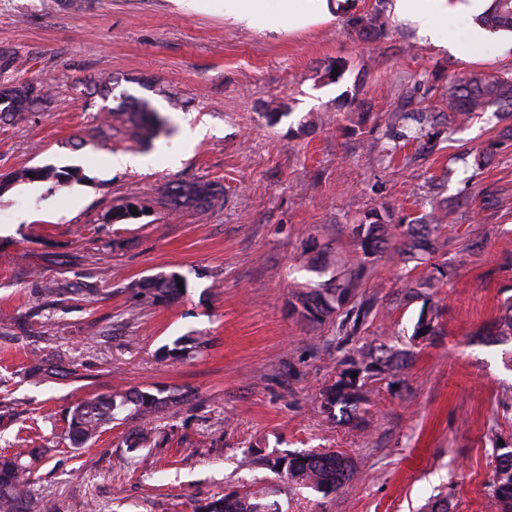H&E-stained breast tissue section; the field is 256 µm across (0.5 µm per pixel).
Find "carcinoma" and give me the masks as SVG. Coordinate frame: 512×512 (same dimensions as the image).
<instances>
[{
	"instance_id": "carcinoma-1",
	"label": "carcinoma",
	"mask_w": 512,
	"mask_h": 512,
	"mask_svg": "<svg viewBox=\"0 0 512 512\" xmlns=\"http://www.w3.org/2000/svg\"><path fill=\"white\" fill-rule=\"evenodd\" d=\"M488 31H512V0H493L491 7L478 18ZM35 91L32 98H21L16 84L0 85V121H19L36 105L49 103L48 84L44 80L31 83ZM448 114L469 115L495 107L498 113L512 116V78L490 79L482 74L470 73L455 79L448 85ZM127 115V120L136 126L142 137H150L164 119L149 109L145 101L133 100L123 103L112 116ZM223 197V187L214 182L182 183L168 186L162 203L172 210L181 208L206 209ZM439 229L438 217L430 212L408 224H390L381 211L373 209L361 221L353 225L351 233L363 254L387 252L392 255L415 260L429 266L418 279L408 283L405 294L408 298L428 296L440 288L448 271L442 264L431 262L436 253L434 235ZM363 264L348 271L328 272L322 264H311L309 270L319 275L330 274L322 288H313L296 298L295 309L313 322H320L329 312H345L353 320V330L368 317L371 307H350L356 296L363 275ZM179 274L160 275L145 280L141 285L144 296L153 303H174L185 293L179 288ZM506 315L498 319L495 333L498 336L512 335V301L504 303ZM442 334L439 310L430 305L421 309L413 326L411 339L422 336L428 340ZM201 337L187 334L174 341L171 354L177 359H186L196 354L203 346ZM409 359V353L385 343L369 344L353 349L341 360L342 369L336 382L323 390L320 401L322 412L346 420L354 418L361 402L365 400L364 385L374 376H394ZM62 373L60 363L52 356L34 360L28 367L27 376L58 375ZM182 396L177 394L160 397L140 389H115L75 403L70 409L66 429V440L71 447L79 449L96 439L114 421L137 423L126 439L127 451L135 452L149 442L145 428L147 420L163 408L177 404ZM495 455V480L491 485L494 498L512 512V448L505 451L498 447ZM52 449L33 439L18 440L17 450L0 454V512H42L38 501L31 494L32 468L47 459ZM284 469V477L316 491H337L345 488L353 479L354 472L347 457L333 451H311L309 453L280 458L274 463ZM205 512H274L275 507L247 494L229 493L212 498Z\"/></svg>"
}]
</instances>
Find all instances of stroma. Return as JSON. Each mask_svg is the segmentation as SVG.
Returning a JSON list of instances; mask_svg holds the SVG:
<instances>
[{"mask_svg": "<svg viewBox=\"0 0 512 512\" xmlns=\"http://www.w3.org/2000/svg\"><path fill=\"white\" fill-rule=\"evenodd\" d=\"M393 0H345L303 29L231 24L224 0H0V83L44 79L48 107L0 122V452L19 434L51 447L32 493L44 512H199L207 498L254 493L279 512H503L489 492L495 444L512 446V342L486 335L512 296V135L494 111L426 124L392 145L390 116L445 109L449 80L512 74V35L475 47L467 17H449L442 48L419 37ZM342 68L339 80L331 71ZM110 81L108 97L94 82ZM148 102L167 132L136 139L110 117ZM288 114L269 123L266 112ZM207 135L187 143L185 125ZM154 158L116 169L112 155ZM52 167L55 180L11 183ZM224 187L215 206L173 210L175 181ZM452 200L435 237L448 263L435 296L441 336L411 339L419 270L363 257L351 227L373 208L400 224ZM136 203V218L109 222ZM363 265L358 298L375 301L355 336L341 317L304 321L290 308L321 279L306 268ZM178 273L175 304L141 294ZM64 288L48 306L46 282ZM192 333L191 359L165 348ZM411 352L395 378L368 381L350 421L322 413L340 360L373 341ZM60 355L73 375L33 380L37 357ZM184 394L159 412L154 441L127 452L113 424L88 447L63 439L77 401L115 387ZM312 449L343 453L352 483L322 493L270 462Z\"/></svg>", "mask_w": 512, "mask_h": 512, "instance_id": "stroma-1", "label": "stroma"}]
</instances>
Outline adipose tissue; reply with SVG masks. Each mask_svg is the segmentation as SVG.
Wrapping results in <instances>:
<instances>
[{"label": "adipose tissue", "mask_w": 512, "mask_h": 512, "mask_svg": "<svg viewBox=\"0 0 512 512\" xmlns=\"http://www.w3.org/2000/svg\"><path fill=\"white\" fill-rule=\"evenodd\" d=\"M490 0H394L397 17L414 27L420 37L441 44V19L451 15L476 16ZM329 12L328 0H280L278 13H271L268 0H224V16L233 24L257 31L276 29L277 16L292 27L306 26Z\"/></svg>", "instance_id": "adipose-tissue-1"}]
</instances>
